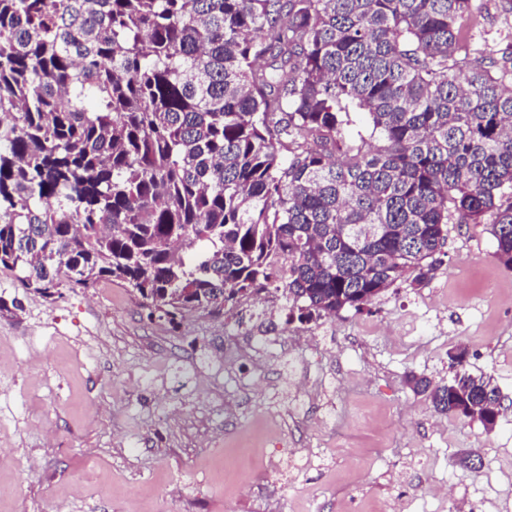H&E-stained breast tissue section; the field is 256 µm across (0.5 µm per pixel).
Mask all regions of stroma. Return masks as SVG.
<instances>
[{
  "label": "stroma",
  "instance_id": "obj_1",
  "mask_svg": "<svg viewBox=\"0 0 512 512\" xmlns=\"http://www.w3.org/2000/svg\"><path fill=\"white\" fill-rule=\"evenodd\" d=\"M452 224L432 278L289 322L267 292L179 328L119 281L45 298L0 270V512H512V271ZM465 367L493 430L406 382Z\"/></svg>",
  "mask_w": 512,
  "mask_h": 512
}]
</instances>
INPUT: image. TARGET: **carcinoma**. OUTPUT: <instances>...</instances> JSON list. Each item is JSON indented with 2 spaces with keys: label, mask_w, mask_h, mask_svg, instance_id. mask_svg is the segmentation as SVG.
I'll return each instance as SVG.
<instances>
[{
  "label": "carcinoma",
  "mask_w": 512,
  "mask_h": 512,
  "mask_svg": "<svg viewBox=\"0 0 512 512\" xmlns=\"http://www.w3.org/2000/svg\"><path fill=\"white\" fill-rule=\"evenodd\" d=\"M482 0H0V269L171 326L273 289L301 323L431 278L448 225L512 271V62ZM359 109L370 139L347 133ZM407 383L486 421L492 378Z\"/></svg>",
  "instance_id": "cac0c4a2"
}]
</instances>
